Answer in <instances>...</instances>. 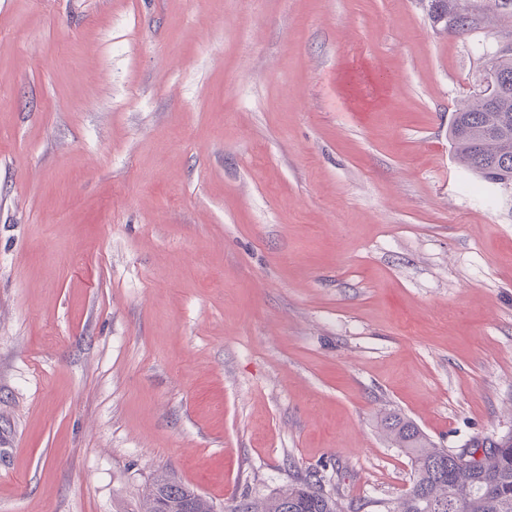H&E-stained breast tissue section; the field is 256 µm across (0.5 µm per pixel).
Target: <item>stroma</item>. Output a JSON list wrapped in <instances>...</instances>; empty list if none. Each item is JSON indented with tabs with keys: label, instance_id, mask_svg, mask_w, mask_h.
<instances>
[{
	"label": "stroma",
	"instance_id": "35a3bbf8",
	"mask_svg": "<svg viewBox=\"0 0 512 512\" xmlns=\"http://www.w3.org/2000/svg\"><path fill=\"white\" fill-rule=\"evenodd\" d=\"M0 0V512H390L512 432V189L448 139L512 12ZM192 491L196 490L189 485L170 479L165 474H159L154 478L146 498L160 493L167 500L168 508L166 512H185L183 510V501L187 494ZM288 498V512H343L342 506L331 497L326 496L322 490L310 478L300 479L296 484H291L284 490L266 499L271 503V511H279L274 501Z\"/></svg>",
	"mask_w": 512,
	"mask_h": 512
}]
</instances>
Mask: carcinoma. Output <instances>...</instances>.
Wrapping results in <instances>:
<instances>
[{
  "instance_id": "1",
  "label": "carcinoma",
  "mask_w": 512,
  "mask_h": 512,
  "mask_svg": "<svg viewBox=\"0 0 512 512\" xmlns=\"http://www.w3.org/2000/svg\"><path fill=\"white\" fill-rule=\"evenodd\" d=\"M502 91L493 101L480 96L454 113L449 139L458 161L482 181L512 186V50L493 55ZM383 428L396 447L411 456V485L400 512H512V438H487L483 446L495 449L496 462L489 469H460L454 452L428 450L430 440L410 420L389 414ZM444 483L448 494L432 495L434 485ZM194 488L157 475L148 495L162 494L167 512H184L183 501ZM288 499V512H343L316 483L303 478L268 498L271 512L276 501Z\"/></svg>"
}]
</instances>
